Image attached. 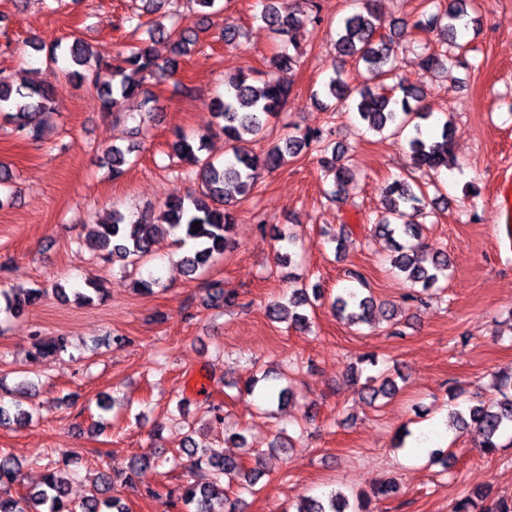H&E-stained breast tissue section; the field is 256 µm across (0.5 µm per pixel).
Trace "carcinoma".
<instances>
[{"label": "carcinoma", "instance_id": "obj_1", "mask_svg": "<svg viewBox=\"0 0 512 512\" xmlns=\"http://www.w3.org/2000/svg\"><path fill=\"white\" fill-rule=\"evenodd\" d=\"M432 10H423L416 16L415 25L427 33H433L440 44L438 50H427L420 54L421 66L446 71L464 64L466 44L459 41L462 31L478 19L470 16L468 4L471 0H428ZM259 19L282 38L309 23L321 22L317 0H266ZM378 0H365L362 10L346 16L333 39L336 55V72L315 93L317 105L326 112H339L348 108L351 95L343 79V67L353 62L363 67L371 82L394 79L389 92L373 96L366 90L358 91L356 113L368 131L379 134L405 135L412 167L419 170L437 171L455 163L451 148V120H446L440 139L426 136L422 130L432 113L421 105L423 92L400 78L399 58L394 38L395 32H380ZM170 41V57L161 59L146 42L131 43L116 56L105 59L83 40L76 38L62 49V54L71 66L77 69L69 75L92 86L104 112H119L123 104L133 98L141 99L146 113L155 111L154 99L144 90L146 77L157 73L172 77L178 69L177 58L186 56L195 45L192 30L185 28L167 34ZM279 70L291 71L300 65V53L283 51L271 59ZM290 87L274 80L260 82L239 73L224 81V95L214 98L212 110L219 121V131L224 135L230 156L222 163L201 157L206 138L193 145L177 132L171 143L172 153L187 161L196 175L200 190L188 196L173 195L164 209L151 223L139 219L131 220L118 210L112 211L109 222L96 225L95 233L88 239L89 248L106 261L121 262L122 266H136L153 252L158 239L174 238L175 244L185 250L180 259L181 267L188 276L211 261L221 258L233 244L235 228L232 207L237 197L248 194L264 172L279 169L288 158L298 156L301 151L317 145L320 164L334 174L332 194L338 199L352 178V169L342 163L344 151L341 145L324 136L321 129H305L272 145L262 154L247 146L244 135L258 136L264 133L271 119L277 117L288 102ZM56 111L51 95V81L47 78L36 83L15 86L0 78V112L13 125V132L25 139L42 137L44 124L41 116ZM134 148L114 146L106 151V160L112 177L125 173L131 164L130 154ZM387 197L385 211L374 218L373 232L385 238L393 247L391 258L393 270L405 277L413 286L427 292L440 281L448 278L451 265L445 253H430L422 245V233L426 225L421 219L427 217L429 200H445L442 195L429 197L424 185L406 178L396 179L385 187ZM199 223L201 229L193 227ZM415 240L412 245L403 240ZM57 298L67 301L75 298L81 304L104 300L107 288L101 283L91 282L82 289H54ZM45 296L41 288H13L0 290V312L13 317L22 316L28 308L38 304ZM321 297V291L313 288V294L301 287L293 290L287 302L276 301L268 306L270 317L288 321L305 328L309 316L305 307L313 306L310 297ZM339 319L349 325L368 324L376 315L372 296H358L347 290L332 302ZM69 339L60 334L38 342L39 354L60 356L68 352ZM369 401L378 396L393 395L397 390L394 380L376 376L366 378L363 386ZM0 392L10 397L0 398V424L25 423L31 412L24 408L23 398L28 395V384L20 382L13 389L5 385L0 377ZM497 396L470 408V419L460 412L451 413L453 422L463 431L474 434L478 447L492 454L500 444L498 438L512 430V373L499 378L496 383ZM186 455L197 471L193 481L182 486L179 500L183 512H238V499L228 495V489L238 487L253 494L263 473L248 468L243 458L218 457L207 448L186 446L172 457V463L180 464V455ZM20 465L9 454L0 452V512H128L119 499L110 495L112 476L101 475L100 496L74 505L69 501L71 474L65 468L47 470L42 485L17 497L10 493L12 486L20 482ZM398 493V486L390 481L373 494L359 492L354 501L341 494L331 493L324 497L305 498L296 505V512H371L372 500L389 498ZM454 512H512V497H490L486 490L466 495L455 505Z\"/></svg>", "mask_w": 512, "mask_h": 512}]
</instances>
